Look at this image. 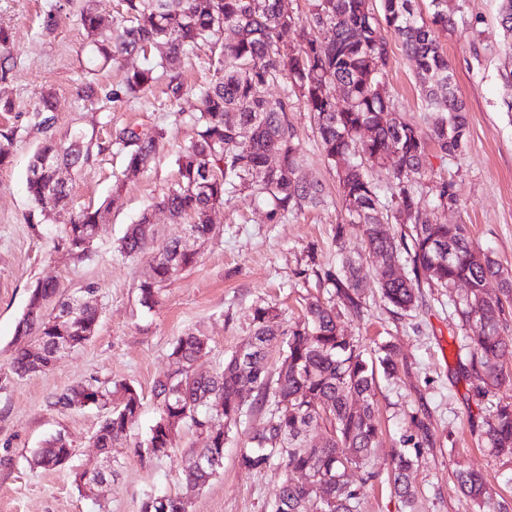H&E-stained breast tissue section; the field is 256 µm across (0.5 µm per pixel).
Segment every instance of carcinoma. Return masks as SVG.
I'll use <instances>...</instances> for the list:
<instances>
[{
	"label": "carcinoma",
	"instance_id": "obj_1",
	"mask_svg": "<svg viewBox=\"0 0 512 512\" xmlns=\"http://www.w3.org/2000/svg\"><path fill=\"white\" fill-rule=\"evenodd\" d=\"M307 0L300 16L293 0H122L117 25L92 6L81 13V24L91 38L93 51L103 62L119 61L135 53L157 52L154 63L127 73L124 91L137 95L168 75L173 99L185 94L179 72L181 59L207 46L218 54L219 67L212 80L197 88L198 111L191 119L196 138L176 158L178 176L158 198L175 223L189 220L191 236L206 241L214 234L210 214L224 199L245 194L266 207L270 224L288 215L324 203L322 187L302 175L299 141L288 113L298 105L310 112L322 155L336 170L342 201L348 215L336 227V240L346 227L359 231L364 253L343 257L341 265L313 268L319 285L329 289L336 304L319 299L309 302L303 319L283 327L270 305L252 313L253 331L245 353L235 351L210 373L195 371L194 363L208 348V338L189 330L172 344L169 357L174 370L158 379L154 399L158 417L135 450L140 460L159 459L173 451V437L186 424L209 441L189 457L181 470L186 484L205 486L221 465L200 466L197 458L224 460L229 434L243 418L264 414L252 446L241 450L240 468L261 471L273 465L284 477L271 512H361L367 489L379 480L373 467L380 429L375 420L377 376L396 373V353L388 343L365 352L355 337L340 326L341 313H363L360 269L369 261L386 301L397 311H408L417 302L418 274L440 288L459 281L469 285L466 297L453 301L472 349L470 365L484 384V391L506 381L503 362L512 358V335L507 315L512 308V275L489 254L478 253L464 224H434L437 208L458 207L453 183L443 181L428 189L423 179L433 170L432 158L462 151L468 141L469 120L457 93L455 74L441 52L439 33L454 26L447 0H430L432 12L424 18L416 0ZM398 38L404 55L415 62L416 76L426 103L425 125L394 113V100L384 82L391 61L381 26ZM232 38L224 39V30ZM298 41L288 44L289 30ZM287 80L279 97L270 86ZM344 99L338 100L336 89ZM56 111L50 91L42 94L38 114L51 125ZM236 119L228 122V113ZM166 137L160 129L141 135L130 128L115 134L123 146V170L117 184L143 172ZM91 144L77 137L68 145L47 135L29 164L27 192L43 215L67 203L66 173L85 164ZM387 171L386 192L370 177V170ZM109 211L107 203L78 212L64 229L71 255L82 258L94 241ZM401 224L400 234L390 225ZM155 230L144 214L127 229L120 252L135 257L154 246ZM199 252L185 244L178 232L152 256V274L138 285L139 302L150 309L164 285L195 265ZM405 262L412 276L380 271L389 262ZM492 281L498 292L487 291ZM54 282L35 286L15 333L37 336L43 345L15 349L8 371L24 378L44 372L62 356L53 337L68 336L69 349L94 336L100 319L98 307L81 304L73 296L58 302L59 312L48 313L40 299L56 297ZM76 317L58 321L69 307ZM280 345L282 358L271 370L266 356ZM257 392L252 402L242 397L245 388ZM62 410L99 407L106 415L94 442L106 456L127 439L129 425L139 415L142 398L132 385L84 383L72 386L50 402ZM413 450L396 451L387 473L391 493L411 506L415 491L408 472L418 463L423 445L433 444L427 424L410 421ZM320 430L321 443L309 441ZM486 442L499 455L512 456V404L498 403L487 421ZM65 439L56 435L44 441L29 461L33 468L53 470ZM314 479L319 489L300 483L297 474ZM457 480L463 493L486 504L489 492L481 473L460 469ZM141 512H181L179 500L158 501L148 495Z\"/></svg>",
	"mask_w": 512,
	"mask_h": 512
}]
</instances>
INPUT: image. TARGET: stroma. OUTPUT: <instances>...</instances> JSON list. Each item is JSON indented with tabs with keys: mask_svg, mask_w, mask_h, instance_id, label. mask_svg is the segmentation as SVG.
<instances>
[{
	"mask_svg": "<svg viewBox=\"0 0 512 512\" xmlns=\"http://www.w3.org/2000/svg\"><path fill=\"white\" fill-rule=\"evenodd\" d=\"M85 0H0V28L9 34L0 60L8 72L0 78V136L11 140L8 163L0 165V512H141L147 494H186L190 512H269L282 481L270 467L249 473L238 465L241 449L263 423L254 414L232 432L224 464L199 491L180 481L185 458L203 445L190 427H182L171 456L140 461L135 441L142 439L157 417L153 389L171 369L168 354L174 340L197 329L209 338V350L196 362L212 371L224 356L244 346L252 332L255 306L276 305L282 323L302 315L308 301L326 297L315 278L303 274L308 264L337 266L343 255L360 253L358 232L337 240L343 223L336 173L325 162L312 131L310 114L289 113L300 141L302 173L324 187L325 202L289 216L281 224L265 221L264 210L250 199L235 197L211 215L216 231L200 249L198 262L168 282L153 308L138 302L137 286L150 273V254L123 256L119 241L129 224L151 212L158 239L176 229L166 212L153 209L156 197L177 174L178 152L196 130L189 119L199 101L183 96L171 101L167 78H160L135 99L111 100L126 72L144 66L143 56L108 64L90 51L80 21ZM499 0H448L456 19L453 30L440 33L459 96L468 109L470 136L456 157L435 161L433 180L453 182L462 210L436 211L439 224L466 225L478 250L492 253L512 272V83L502 79L512 65V41L499 23ZM391 66L385 80L395 110L418 120L424 102L414 64L398 41H391ZM99 88L97 98H82L85 83ZM52 91L56 112L52 130L58 141L84 136L92 140L90 161L73 176L69 204L43 217L26 189L30 157L47 130L35 108L43 91ZM139 133L162 128L167 138L150 167L114 190V175L123 155L112 144L115 129ZM110 204V219L101 224L88 255L73 260L62 231L86 207ZM58 285L59 297L82 295L94 287L100 310L94 336L64 354L49 370L18 378L8 371L17 347L15 328L31 288L37 281ZM342 324L366 349L394 345L398 376L380 380L376 391L378 421L383 431L375 468L387 473L395 449L404 445L411 418L423 419L434 435L433 445L409 475L416 492L414 512H480L466 499L456 471L470 468L485 478L496 512H512V457L493 454L484 438L495 406L512 402V363L499 389L482 391L471 371L465 332L440 289L422 285L419 305L404 315L392 312L374 276L364 282L361 317L345 316ZM127 382L142 397V409L130 431L131 442L104 456L93 436L103 410L86 407L60 412L54 397L85 381ZM63 435L74 450L68 464L43 471L28 459L42 441ZM104 471L103 484H77L75 472Z\"/></svg>",
	"mask_w": 512,
	"mask_h": 512,
	"instance_id": "35a3bbf8",
	"label": "stroma"
}]
</instances>
